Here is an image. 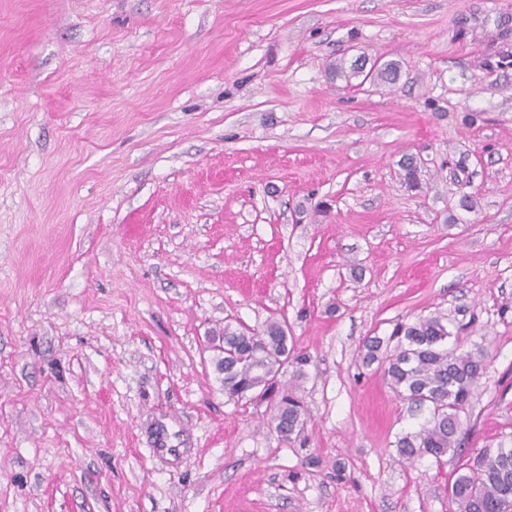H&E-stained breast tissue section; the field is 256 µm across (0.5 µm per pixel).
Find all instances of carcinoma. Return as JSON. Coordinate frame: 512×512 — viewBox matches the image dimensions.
Instances as JSON below:
<instances>
[{
	"label": "carcinoma",
	"instance_id": "1",
	"mask_svg": "<svg viewBox=\"0 0 512 512\" xmlns=\"http://www.w3.org/2000/svg\"><path fill=\"white\" fill-rule=\"evenodd\" d=\"M335 75L358 77L381 86L398 82L400 67L394 62L373 65L369 70L353 61L329 66ZM404 181L419 185V165L414 157L400 163ZM224 357L215 367L222 375L224 393L231 399L253 394L265 397L279 392L273 406L271 425L284 440L299 436L306 423V410L292 388L276 390L278 376L289 356L288 337L283 324L271 321L261 331L224 324ZM451 332L439 316L414 323L400 322L388 338H368L363 360L384 365L391 389L408 402L414 430L402 434L396 442L399 459L410 462L430 455L436 460L460 447L461 415L468 411L480 378L487 368L482 349L465 351L460 344L448 346ZM396 342L393 352L382 357L384 344ZM458 512H512V446L480 451L449 488Z\"/></svg>",
	"mask_w": 512,
	"mask_h": 512
}]
</instances>
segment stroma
<instances>
[{
  "label": "stroma",
  "instance_id": "obj_1",
  "mask_svg": "<svg viewBox=\"0 0 512 512\" xmlns=\"http://www.w3.org/2000/svg\"><path fill=\"white\" fill-rule=\"evenodd\" d=\"M429 316L487 369L403 464L363 343ZM271 320L289 442L215 369ZM511 441L512 0H0V512H456ZM357 60L358 58L350 63L348 67L349 75L346 71L344 60H341L336 64H331L329 66L330 73L333 75H343L348 78L364 76L362 82L369 79L373 84L381 86H391L398 82L400 77V67L397 63L387 62L377 66H375L374 63L365 73L363 70L364 65H359Z\"/></svg>",
  "mask_w": 512,
  "mask_h": 512
}]
</instances>
